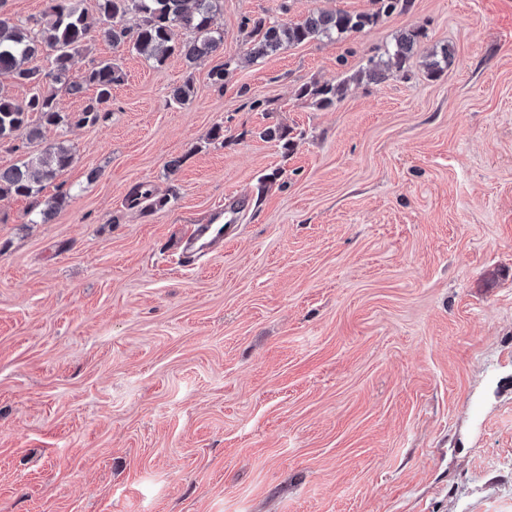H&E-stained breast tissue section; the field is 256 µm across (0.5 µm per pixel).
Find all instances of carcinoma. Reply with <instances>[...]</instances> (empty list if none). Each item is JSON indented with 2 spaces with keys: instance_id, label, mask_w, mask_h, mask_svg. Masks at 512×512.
I'll return each mask as SVG.
<instances>
[{
  "instance_id": "carcinoma-1",
  "label": "carcinoma",
  "mask_w": 512,
  "mask_h": 512,
  "mask_svg": "<svg viewBox=\"0 0 512 512\" xmlns=\"http://www.w3.org/2000/svg\"><path fill=\"white\" fill-rule=\"evenodd\" d=\"M376 9L371 13L351 14L345 11L319 12L298 23L272 22L265 17L247 18L246 55L253 61L288 46L304 44L316 37L332 38L357 33L374 24L382 16L404 12L412 0H373ZM224 0H97V23L88 21L79 0H49L43 17L34 26L19 24L0 12V75L7 74L18 84L33 86L30 96L19 102L0 91V140L25 134L27 141L38 143L50 129L71 125H93L112 100V87L123 80L120 68L101 61L90 67L80 83L69 81L74 58L88 43L101 39L114 47L131 45L136 53L163 64L172 54L179 53L190 66H196L224 46V33L213 27L215 12ZM133 25L124 24V20ZM183 31L194 34L188 41L180 40ZM420 31L413 30L395 38L393 48L384 55L367 60L365 74L375 79L396 67L404 69ZM50 57L46 73L29 66L39 54ZM450 52L443 48L434 51L426 63L430 76H440L448 67ZM348 81L335 85L298 89L300 98H314L322 108L335 104L346 91ZM88 87L96 90L78 112H68L62 106L59 92L79 97ZM72 149L55 143L8 168H0V199L23 197L30 200L31 224H45L71 199L70 192L59 189L43 198L40 193L46 183L73 162ZM132 204L148 203L162 207L165 199H153L145 185L135 186L129 193Z\"/></svg>"
}]
</instances>
